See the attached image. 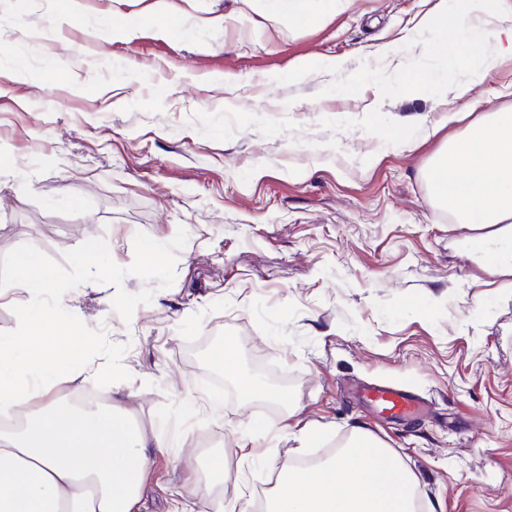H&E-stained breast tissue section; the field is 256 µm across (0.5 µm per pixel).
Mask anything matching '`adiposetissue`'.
<instances>
[{"mask_svg": "<svg viewBox=\"0 0 512 512\" xmlns=\"http://www.w3.org/2000/svg\"><path fill=\"white\" fill-rule=\"evenodd\" d=\"M422 27L434 42L462 43L481 65L457 86L470 98L475 83L512 56V0H457ZM432 198L463 224L512 223V110L476 120L451 139L431 169ZM11 282L30 301L18 331L0 336V512H138L160 443L134 426L126 381L102 386L100 402L76 404L54 389L98 371L59 359L61 314L46 316L35 299L65 291L37 248L16 253ZM415 477L371 434L355 429L332 461L305 470L283 466L268 512H415Z\"/></svg>", "mask_w": 512, "mask_h": 512, "instance_id": "ef3b65f1", "label": "adipose tissue"}]
</instances>
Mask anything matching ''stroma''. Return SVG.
<instances>
[{"label": "stroma", "mask_w": 512, "mask_h": 512, "mask_svg": "<svg viewBox=\"0 0 512 512\" xmlns=\"http://www.w3.org/2000/svg\"><path fill=\"white\" fill-rule=\"evenodd\" d=\"M171 2L80 0L55 29L54 0H0V275L38 246L68 291L65 360L129 382L136 423L165 443L141 512H215L197 475L216 462L225 499L254 496L357 427L435 512H512V271L467 250L429 180L448 138L512 109V58L475 86V115L425 84L443 59L449 86L468 82L470 52L404 42L440 0H306L277 26L245 0ZM228 11L242 28L196 30ZM322 59L338 69L296 77ZM90 237L111 275L81 261ZM228 337L279 398L230 379L214 396ZM371 382L422 396L423 414H379ZM242 448L265 464L243 468Z\"/></svg>", "instance_id": "stroma-1"}]
</instances>
